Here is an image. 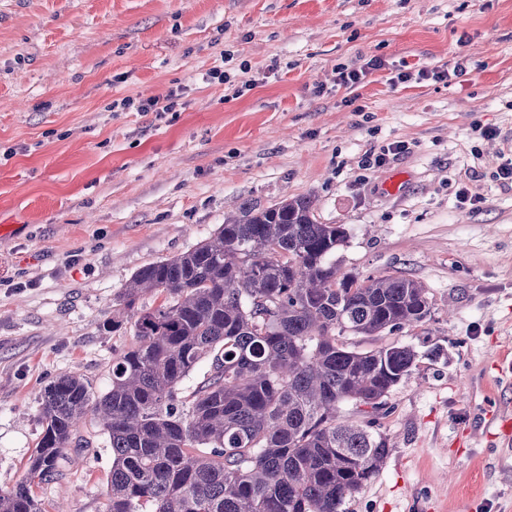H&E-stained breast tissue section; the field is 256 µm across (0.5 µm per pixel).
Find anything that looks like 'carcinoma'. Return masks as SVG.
<instances>
[{
	"label": "carcinoma",
	"instance_id": "1",
	"mask_svg": "<svg viewBox=\"0 0 512 512\" xmlns=\"http://www.w3.org/2000/svg\"><path fill=\"white\" fill-rule=\"evenodd\" d=\"M346 240L301 196L244 205L213 237L139 269L117 305L135 310L146 290L164 301L138 312L136 343L112 360L107 392L78 373L44 387L42 437L26 475L0 491V512H42L37 489L90 415L112 449L106 512H345L388 455L379 420L418 352L344 338L430 315L417 280L341 273ZM348 405L362 420L343 414Z\"/></svg>",
	"mask_w": 512,
	"mask_h": 512
}]
</instances>
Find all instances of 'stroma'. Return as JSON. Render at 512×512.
Returning a JSON list of instances; mask_svg holds the SVG:
<instances>
[{"instance_id": "1", "label": "stroma", "mask_w": 512, "mask_h": 512, "mask_svg": "<svg viewBox=\"0 0 512 512\" xmlns=\"http://www.w3.org/2000/svg\"><path fill=\"white\" fill-rule=\"evenodd\" d=\"M375 56L356 91L337 85V67ZM460 59L449 82L390 83ZM218 65L230 82L203 83ZM177 84L176 116L110 109ZM509 150L512 0H0V490L26 473L48 383L75 372L107 391L135 338L132 318L106 322L137 270L243 204L305 195L348 231L342 273L413 278L431 305L421 326L358 342L419 359L346 512H512V435L482 427L487 405L512 415V368L484 383L512 361V189L492 177ZM111 467L87 420L44 512H104Z\"/></svg>"}]
</instances>
